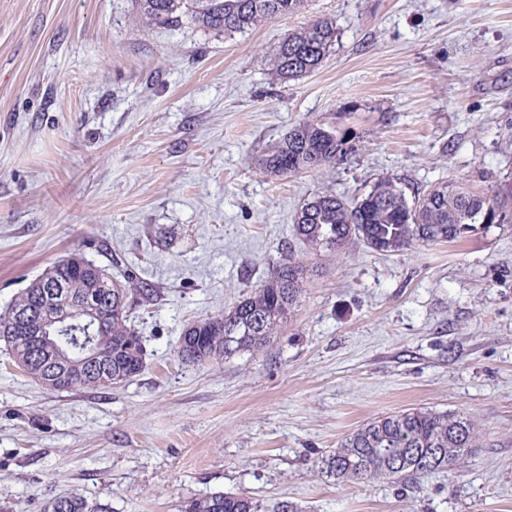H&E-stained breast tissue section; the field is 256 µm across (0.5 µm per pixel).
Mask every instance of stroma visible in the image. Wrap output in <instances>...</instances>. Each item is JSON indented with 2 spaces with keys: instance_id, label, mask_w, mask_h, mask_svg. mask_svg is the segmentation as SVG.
<instances>
[{
  "instance_id": "stroma-1",
  "label": "stroma",
  "mask_w": 512,
  "mask_h": 512,
  "mask_svg": "<svg viewBox=\"0 0 512 512\" xmlns=\"http://www.w3.org/2000/svg\"><path fill=\"white\" fill-rule=\"evenodd\" d=\"M318 17L328 57L280 80L279 42ZM308 119L349 130L340 160L261 173ZM383 178L410 198L512 180V0H309L231 35L145 22L135 0H0V311L73 253L160 291L132 314L142 371L109 389L48 391L0 344V512L64 494L182 512L218 491L257 512H512V223L402 254L315 256L292 233L307 199ZM288 253L311 275L269 344L178 357L187 324ZM422 407L479 427L453 470L321 476L359 426Z\"/></svg>"
}]
</instances>
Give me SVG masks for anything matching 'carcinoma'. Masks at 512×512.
I'll return each mask as SVG.
<instances>
[{"label": "carcinoma", "mask_w": 512, "mask_h": 512, "mask_svg": "<svg viewBox=\"0 0 512 512\" xmlns=\"http://www.w3.org/2000/svg\"><path fill=\"white\" fill-rule=\"evenodd\" d=\"M142 19L170 27L187 21L206 31L234 34L277 17L303 10L307 0H137ZM334 21L318 18L288 34L270 59L281 79L295 80L315 72L336 43ZM347 132L320 121H305L288 130L258 160L269 175L287 177L323 169L345 154ZM512 184L490 195L477 194L456 180L442 182L410 201L390 179L347 199L332 191L313 196L294 218L293 232L306 250L335 256L351 240L380 253L399 254L416 244L452 243L476 229L482 216L489 223L512 221ZM308 269L282 257L272 271L238 304L188 324L176 353L181 359L206 364L258 351L292 317L305 291ZM49 274L65 285L60 299L48 296V284L32 282L0 313V341L13 365L49 390L105 389L139 373L144 339L129 322L133 305L157 298L151 283L127 278L112 280L103 266L89 262L71 272L67 260L54 263ZM81 302L99 320L74 314L70 303ZM55 325L64 357L36 339ZM478 447L475 421L446 410L411 408L375 418L352 432L340 448L322 460L321 473L338 482L386 480L410 484L416 476L449 470ZM45 512H110L106 504H88L76 494L61 495ZM184 512H253L240 495L215 492L188 501Z\"/></svg>", "instance_id": "cac0c4a2"}]
</instances>
